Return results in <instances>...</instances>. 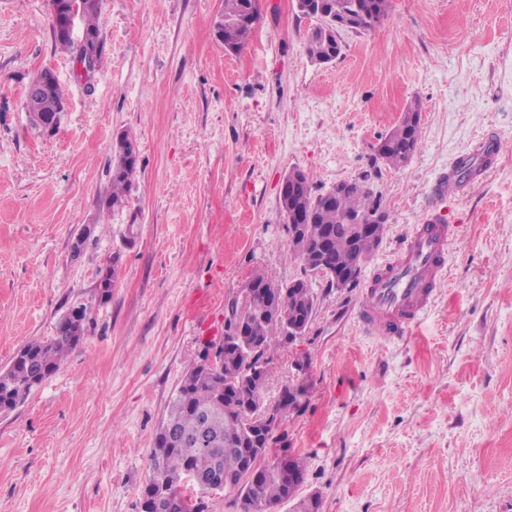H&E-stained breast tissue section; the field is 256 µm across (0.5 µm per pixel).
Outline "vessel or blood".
<instances>
[{
	"label": "vessel or blood",
	"instance_id": "obj_1",
	"mask_svg": "<svg viewBox=\"0 0 512 512\" xmlns=\"http://www.w3.org/2000/svg\"><path fill=\"white\" fill-rule=\"evenodd\" d=\"M454 225L434 220L416 225L393 258L367 281L358 322L382 342L405 337L431 306L445 275Z\"/></svg>",
	"mask_w": 512,
	"mask_h": 512
}]
</instances>
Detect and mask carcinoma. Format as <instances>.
I'll return each instance as SVG.
<instances>
[{"instance_id":"1","label":"carcinoma","mask_w":512,"mask_h":512,"mask_svg":"<svg viewBox=\"0 0 512 512\" xmlns=\"http://www.w3.org/2000/svg\"><path fill=\"white\" fill-rule=\"evenodd\" d=\"M389 0H299V11L321 21L317 28L332 29L331 37L309 34L307 50L310 58L335 61L341 54L337 39V23L352 14L355 29L370 25L369 17L379 19L386 13ZM99 0L84 8L82 31L98 43H103L97 22ZM258 21L257 0H224V25L217 37L231 50L241 48L249 39ZM57 15H52V33L55 43L72 54L78 51L76 41L57 30ZM49 84V91L41 97L25 95V109L35 126L44 128L43 118L63 112L64 90L56 79L44 70L29 87ZM421 111L420 103L409 104L398 124L381 140L383 151L375 156L388 167L399 170L405 166L407 154L415 153L421 138V121L413 113ZM129 135H122L114 147L111 191L102 205L110 212L124 207L137 172L138 157ZM296 205L300 206L308 249L298 255L309 271L321 275L328 287H335L338 273L345 269L360 276L375 248L359 231L358 225L345 223L347 215L365 214L378 210L381 205L363 181L357 182L355 195L329 198V192L315 193L305 173H300ZM249 285L253 292L245 301L234 299L224 319L229 328L235 318L258 322L259 335L251 337V348L256 358L271 360L280 346L288 343L286 329L293 327L304 333L308 330L316 310L317 295L314 288H290L288 283L274 281L264 273L252 274ZM269 287L276 294L280 307L279 318L266 312V301L259 292ZM79 321L72 316L61 318L55 335L25 343L15 354L8 368L0 370V413L15 410L24 404L34 390L42 385L60 367L63 357L77 346L88 330L89 309L81 304L74 307ZM202 355L185 374L175 397L168 406L163 425L169 435L156 434L151 454L149 481L163 478L170 499L162 512H204L201 495L209 493L202 487L191 486L184 477L192 472L208 478L216 474H231L241 484L242 512H276L293 502L294 512H319L320 501L298 497L306 473L304 460L288 450L277 451L281 436L276 434L288 412L300 405L302 390L293 393L283 388L274 405L270 420H265L267 408L263 406V389L252 383L249 375L250 355L239 347L209 341L203 344ZM206 430L211 444L206 449L193 445V439ZM298 474L286 481L266 474L277 460Z\"/></svg>"}]
</instances>
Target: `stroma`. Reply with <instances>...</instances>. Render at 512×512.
Returning <instances> with one entry per match:
<instances>
[{
  "mask_svg": "<svg viewBox=\"0 0 512 512\" xmlns=\"http://www.w3.org/2000/svg\"><path fill=\"white\" fill-rule=\"evenodd\" d=\"M104 52L84 78L56 45L51 0H0V369L54 335L71 306L91 324L28 401L0 414V512H140L155 436L203 341L254 271L307 277L318 295L302 351L279 348L263 396L304 394L279 432L306 459L320 512H512V0H389L314 63L316 19L258 0L247 44L214 34L224 0H100ZM51 69L54 134L24 108ZM422 137L400 170L376 147L411 102ZM138 167L103 211L113 143ZM502 142L466 196L433 185L477 137ZM316 192L366 180L389 216L369 279L415 225H455L438 296L406 340L359 326L360 288L331 289L288 250L284 175ZM93 225L80 258L70 247ZM117 264L112 299L97 274Z\"/></svg>",
  "mask_w": 512,
  "mask_h": 512,
  "instance_id": "obj_1",
  "label": "stroma"
}]
</instances>
